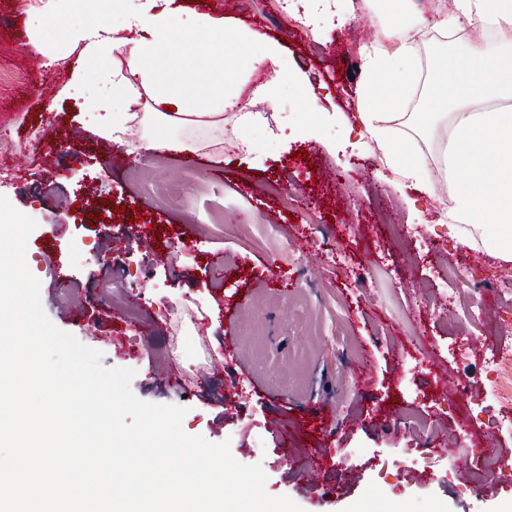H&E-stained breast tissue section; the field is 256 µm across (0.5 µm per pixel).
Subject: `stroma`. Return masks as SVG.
Instances as JSON below:
<instances>
[{"label":"stroma","mask_w":512,"mask_h":512,"mask_svg":"<svg viewBox=\"0 0 512 512\" xmlns=\"http://www.w3.org/2000/svg\"><path fill=\"white\" fill-rule=\"evenodd\" d=\"M40 6L0 0V112L11 114L0 146L15 170L0 196L37 223L26 254L51 322L102 352L103 366L133 369L140 400L187 407L186 434L229 442L237 461L262 465L268 494L303 512H512V432L500 426L512 405L495 397L487 366L512 342L494 315L512 309V261L457 247L442 224L447 186L418 200L348 132L362 49L383 26L377 4L312 27L305 0H238L225 25L280 41L292 81L271 101L257 70L239 109L225 110L228 127L240 112L261 114L244 131L252 153L228 141L220 162L208 146L149 163L140 124L105 141L63 95L76 54L38 22ZM414 37L416 92L391 128L434 169L439 147L420 108L429 62L448 45L427 25ZM49 66L57 79L44 89ZM301 82L318 92L311 118ZM98 200L115 206L112 217L93 219ZM451 267L493 285L454 288ZM452 294L494 309L459 326L445 314ZM131 307L136 320L108 317ZM463 340L467 352L453 355ZM283 415L301 445L270 429ZM482 436L498 443L502 466L473 483L484 461L469 445ZM313 450L334 466L332 491L300 467Z\"/></svg>","instance_id":"35a3bbf8"}]
</instances>
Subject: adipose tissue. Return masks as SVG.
<instances>
[{
    "label": "adipose tissue",
    "mask_w": 512,
    "mask_h": 512,
    "mask_svg": "<svg viewBox=\"0 0 512 512\" xmlns=\"http://www.w3.org/2000/svg\"><path fill=\"white\" fill-rule=\"evenodd\" d=\"M173 0H145L128 11L121 29L104 24L71 25L61 14L48 19L60 35L79 49L65 93L80 99L82 114L94 116L99 136L118 139L132 122L154 128L148 149L189 151L203 141L224 145V111L235 108L233 87L247 71L266 67L267 97H274L286 73L281 48L267 41L262 55L252 47L259 35L231 30L221 18L191 17L176 26ZM386 16L382 43L365 51V81L357 120L381 163L428 198H436L437 181L448 187L453 218L448 234L464 248L487 250L512 261V0H452L433 21L455 33L468 27L493 32V40L466 43L461 55L433 60L439 79L425 98L427 127L440 145L441 178L419 161L410 142L388 135L381 104L400 107L413 86L417 57L410 30L420 22L408 0H380ZM127 53L128 66L110 64L111 49ZM104 67V89L86 91L88 63ZM146 111H139V103ZM179 124L202 131L203 139L172 141L158 127Z\"/></svg>",
    "instance_id": "ef3b65f1"
}]
</instances>
